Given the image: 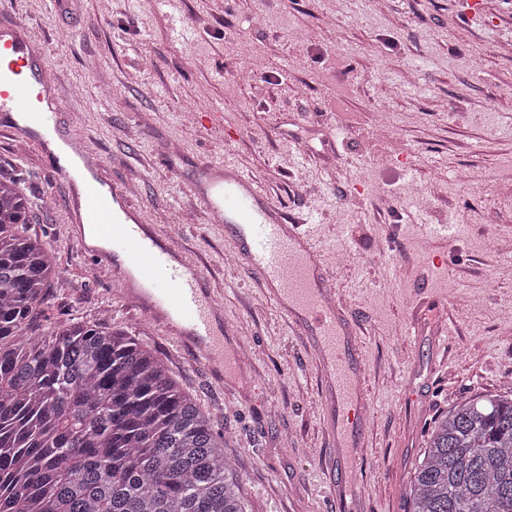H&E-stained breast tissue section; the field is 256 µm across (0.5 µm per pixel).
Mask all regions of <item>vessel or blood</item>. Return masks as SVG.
<instances>
[{
    "mask_svg": "<svg viewBox=\"0 0 512 512\" xmlns=\"http://www.w3.org/2000/svg\"><path fill=\"white\" fill-rule=\"evenodd\" d=\"M43 57V46L23 23L0 22V129L35 145L49 161L47 174L65 179L68 235L91 269L107 270L126 297L216 382L235 381L234 348L224 338V314L205 286L203 268L157 234L125 187L102 177L101 157L60 134L63 103L47 83ZM193 195L211 222L224 226L242 264L259 276L327 368L336 488L352 491L367 411L356 332L304 219H288L255 177L232 166L201 167Z\"/></svg>",
    "mask_w": 512,
    "mask_h": 512,
    "instance_id": "vessel-or-blood-1",
    "label": "vessel or blood"
}]
</instances>
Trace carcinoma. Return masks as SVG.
<instances>
[{
  "label": "carcinoma",
  "instance_id": "1",
  "mask_svg": "<svg viewBox=\"0 0 512 512\" xmlns=\"http://www.w3.org/2000/svg\"><path fill=\"white\" fill-rule=\"evenodd\" d=\"M0 170V512H246L226 439L131 334L59 320L32 334L56 258ZM408 512H512V387L448 410Z\"/></svg>",
  "mask_w": 512,
  "mask_h": 512
}]
</instances>
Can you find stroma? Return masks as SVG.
Listing matches in <instances>:
<instances>
[{
	"mask_svg": "<svg viewBox=\"0 0 512 512\" xmlns=\"http://www.w3.org/2000/svg\"><path fill=\"white\" fill-rule=\"evenodd\" d=\"M479 2L472 20L462 0H0V20L46 49L62 129L205 267L250 349L240 382H214L92 275L66 231L64 179L0 133L61 269L41 324L103 323L156 350L224 434L247 512H345L324 375L188 183L209 163L250 173L336 255L370 404L359 506L407 512L435 421L512 378V0ZM206 112L223 128L204 129Z\"/></svg>",
	"mask_w": 512,
	"mask_h": 512,
	"instance_id": "35a3bbf8",
	"label": "stroma"
}]
</instances>
